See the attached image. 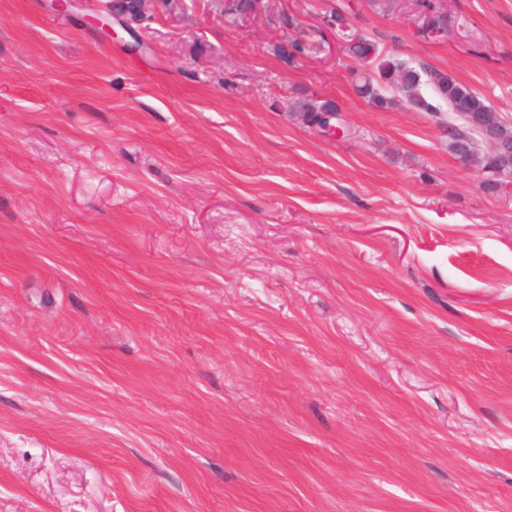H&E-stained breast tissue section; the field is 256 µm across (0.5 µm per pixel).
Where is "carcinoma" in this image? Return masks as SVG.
Masks as SVG:
<instances>
[{"label":"carcinoma","instance_id":"carcinoma-1","mask_svg":"<svg viewBox=\"0 0 512 512\" xmlns=\"http://www.w3.org/2000/svg\"><path fill=\"white\" fill-rule=\"evenodd\" d=\"M419 7L424 15L427 27L431 30H442L448 25V16L436 4L421 0ZM328 24L346 37V51L349 55L364 64L377 63L373 74H360L357 90L360 95L378 109H388L392 106V98L380 93L389 88L402 94L405 101L420 112H439L440 104L448 106V114L455 121L454 131L448 135L451 150H456L460 139L468 136L477 138L478 129L500 120L491 104L471 87L457 81L452 76L438 71L422 73L413 66L397 60L385 59L378 61L379 52L376 44L369 38L349 37V23L345 12L336 9L326 17ZM427 80H422V76ZM428 84L431 96L426 97L421 92L423 84ZM292 110L298 112L303 120L318 126L328 112L339 111V105L331 100L298 99L292 105Z\"/></svg>","mask_w":512,"mask_h":512}]
</instances>
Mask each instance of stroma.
Returning a JSON list of instances; mask_svg holds the SVG:
<instances>
[{"instance_id": "35a3bbf8", "label": "stroma", "mask_w": 512, "mask_h": 512, "mask_svg": "<svg viewBox=\"0 0 512 512\" xmlns=\"http://www.w3.org/2000/svg\"><path fill=\"white\" fill-rule=\"evenodd\" d=\"M109 2L0 0V512H512V178L280 55L338 4L512 125V0ZM292 110L299 112V114L303 117V120L314 127L322 123L324 115L327 112H337L335 115L327 116L328 122L326 130L329 135H336L342 132L340 126L337 125V121L341 116L339 112V105L334 101H318L308 98L298 99L293 103Z\"/></svg>"}]
</instances>
